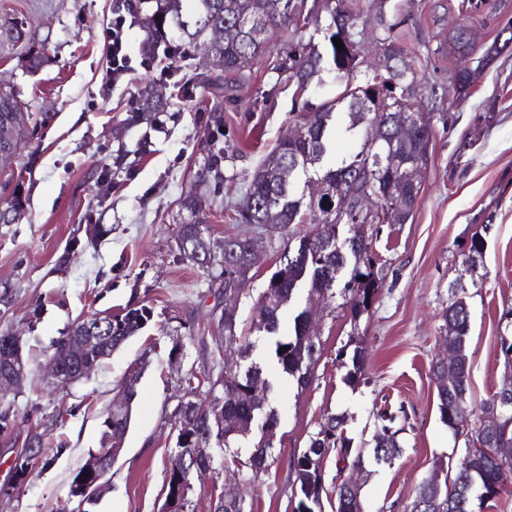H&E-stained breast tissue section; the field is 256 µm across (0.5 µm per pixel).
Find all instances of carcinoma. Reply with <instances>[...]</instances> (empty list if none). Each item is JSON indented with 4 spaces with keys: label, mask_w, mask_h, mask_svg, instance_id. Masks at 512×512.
Segmentation results:
<instances>
[{
    "label": "carcinoma",
    "mask_w": 512,
    "mask_h": 512,
    "mask_svg": "<svg viewBox=\"0 0 512 512\" xmlns=\"http://www.w3.org/2000/svg\"><path fill=\"white\" fill-rule=\"evenodd\" d=\"M160 4L149 26L150 37L162 35L171 46L196 48L208 45L211 55L219 62L224 77V89L233 90L254 62L265 54L271 32L286 34L280 47L277 69L288 72L302 86L328 71L336 74L339 92L318 107L302 109L293 120L304 126V134L294 140L281 139L265 156L248 179L247 189L235 208L237 224H271L279 236L286 239L277 251L278 266L267 288L259 295L257 316L250 331L264 333V344L270 349L275 367L293 378L297 386L306 387L311 369L318 360L310 340V320L307 309L297 308L292 314L288 334L280 329L283 310L291 306L297 293L304 289L307 299L322 295L333 313L341 309L355 322L367 312L377 298L382 281L372 246V235L363 230L364 224H402V216L389 210V203L404 195L409 209L418 201L421 177L410 167H400L391 161L395 153L411 158L419 149L428 147L432 129L428 119L409 130L404 140L395 139L394 118L413 113L404 89L387 95L388 88L370 75L357 81L360 67L355 48L353 26L360 18V0H157ZM307 19L312 30H300L298 19ZM385 40L393 53L405 55L406 34L401 20L380 17ZM342 40L340 52L333 39ZM18 58L28 73L36 72L48 62L45 46L36 40L25 22L7 20L0 24V60ZM53 120L49 112H33L31 105L19 98L11 84L0 79V147L21 149V136H34ZM357 140L356 150L336 156V130ZM323 170L319 179L326 192L318 198H307L298 192L300 176L314 167ZM358 190L368 189L380 195L379 205L368 219L357 215L349 223L334 224L331 209L336 207V190L344 183ZM187 221L179 226L176 247L186 259L197 262L195 253L207 248L215 252V266L207 268L211 285L241 295L252 277L246 276L248 257L254 247L250 232L215 241L206 235L203 224L205 201L189 195L184 200ZM321 214L324 221L314 225L309 233L290 229L293 224L307 223L308 216ZM485 248L483 235L474 232L466 245L465 263L473 269L482 259ZM341 303H336V299ZM153 318V309L145 304L128 305L115 315L106 317L107 332L112 336V349L118 350L137 336ZM444 347L456 353L454 361L439 359L433 371L442 372L453 366L456 379L436 383L437 409L440 422L453 435H464V456L468 464L458 463L451 481L434 487L422 480L416 490L413 507L419 512H478L487 506L494 508L503 492L512 486V462L499 463L494 448L470 447L469 435L477 431L476 422L462 425L463 419L475 415L467 410L470 399L471 364L467 354L470 314L466 298L456 296L444 313ZM224 329V341L210 354H218L221 373L212 377L193 372L181 379L185 394L195 397L206 394L207 407H197L187 414L175 407L172 424L180 425L174 439L166 468V486L178 484L182 470L192 465L214 468L215 454L203 455L199 448L220 450L222 464L230 463L248 486L267 472L274 462L271 446L258 439L247 451L241 440L253 431V426L280 424L277 411L270 405L273 384L263 376L257 363L245 365L257 343L246 336L244 321L219 319ZM82 328L73 321L60 336L51 341L49 350L65 349L72 336ZM287 351L280 352L281 348ZM338 366L347 369L345 380L357 386L364 380L366 347L359 341L345 344L337 354ZM260 383L264 395L254 397L247 390ZM395 417L387 418L374 435V450L352 452L353 441L346 435L342 418L331 415L325 419L309 440L312 454L303 450L291 460L294 480L292 496L296 499L294 512H322L324 470L322 460L330 454L339 456L349 466L362 468L367 460L389 462L400 452L398 433L393 428ZM393 430L386 435L387 430ZM53 463L49 455L24 451L16 464L18 482H24L35 472H43ZM336 512H362L359 492H350L346 482L336 485Z\"/></svg>",
    "instance_id": "cac0c4a2"
}]
</instances>
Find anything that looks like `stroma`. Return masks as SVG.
Here are the masks:
<instances>
[{
    "instance_id": "35a3bbf8",
    "label": "stroma",
    "mask_w": 512,
    "mask_h": 512,
    "mask_svg": "<svg viewBox=\"0 0 512 512\" xmlns=\"http://www.w3.org/2000/svg\"><path fill=\"white\" fill-rule=\"evenodd\" d=\"M390 2L412 43L405 60L418 77L411 96L430 117L431 162L412 218L381 225L376 234L374 248L386 267L369 314L356 328L346 317L320 316L323 350L309 385L300 390L279 377L275 463L248 491L251 512H292L291 460L330 415L344 417L354 446L367 448L378 409L397 416L401 452L389 464L367 463L360 474L363 512H410L418 483L462 456L463 442L439 420L431 372L454 293L464 292L471 314L472 404L504 383L500 339L512 336V51L459 100L452 85L462 58L448 37L465 23L475 45H490L512 27V0H485L468 19L458 11L460 0ZM13 17L48 36L49 61L33 74L1 61L0 78L54 119L37 144L0 163V203L17 188L23 199L17 221L0 224V331L23 329L36 353L81 315L140 302L153 308L154 319L67 394L56 392L37 366L19 393L0 403V412L9 413L0 428V489L10 490L0 497V512H72V475L98 447L102 415L144 354L149 365L124 450L95 512H158L173 446L169 416L183 395L179 379L211 365L197 337L212 344L222 334L223 296L210 288L207 270L176 249L177 228L188 218L183 202L196 193L209 199L211 239L244 233L232 216L250 174L287 135L293 112L335 96L336 80L326 72L301 90L277 75L282 38L276 34L235 90L197 85L188 100L156 71L112 80L101 42L112 0H0V19ZM147 87L161 105L137 122L133 114ZM216 150L224 154L222 180L198 183ZM36 189L45 205L33 204ZM478 229L485 248L473 271L464 250ZM354 329L369 353L367 381L356 387L336 366ZM177 343L184 356L172 364L168 353ZM28 448L49 449L54 462L19 484L12 467Z\"/></svg>"
}]
</instances>
